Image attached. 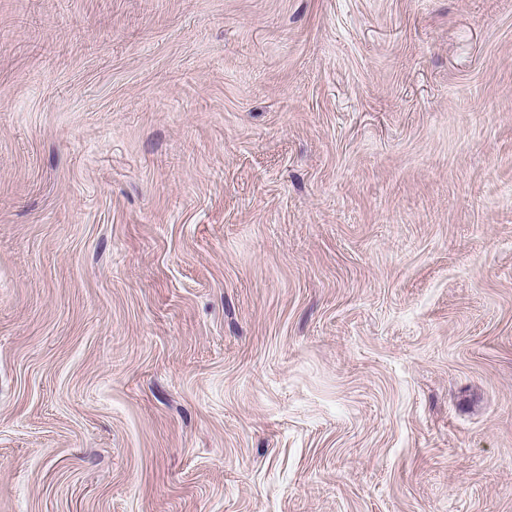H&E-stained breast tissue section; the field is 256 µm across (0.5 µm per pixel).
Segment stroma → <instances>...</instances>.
Returning a JSON list of instances; mask_svg holds the SVG:
<instances>
[{
  "mask_svg": "<svg viewBox=\"0 0 512 512\" xmlns=\"http://www.w3.org/2000/svg\"><path fill=\"white\" fill-rule=\"evenodd\" d=\"M0 512H512V0H0Z\"/></svg>",
  "mask_w": 512,
  "mask_h": 512,
  "instance_id": "obj_1",
  "label": "stroma"
}]
</instances>
